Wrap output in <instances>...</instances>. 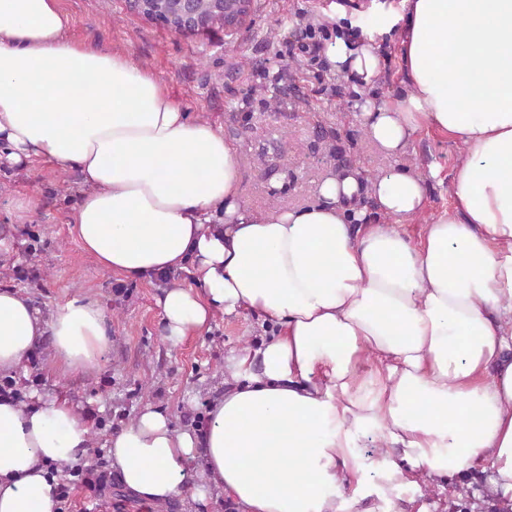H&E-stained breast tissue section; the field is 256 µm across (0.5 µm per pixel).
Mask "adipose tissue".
I'll use <instances>...</instances> for the list:
<instances>
[{
    "label": "adipose tissue",
    "instance_id": "adipose-tissue-1",
    "mask_svg": "<svg viewBox=\"0 0 512 512\" xmlns=\"http://www.w3.org/2000/svg\"><path fill=\"white\" fill-rule=\"evenodd\" d=\"M378 24L400 32L405 79L363 104L366 136L389 156L425 128L462 147L453 210L416 241L404 227L425 210L419 171L345 166L314 204L251 209L234 143L151 69L69 37L60 0H0V167L79 173L71 222L102 270L189 269L192 286L157 299L171 343L244 310L276 326L225 356L203 423L174 428L148 404L110 436L131 497L216 488L237 512H402L404 492L477 469L512 503V0H402ZM326 55L345 78L381 74L373 38ZM47 336L54 371L91 369L107 342L99 301L46 315L0 287V374ZM30 399L0 397V512H53L47 463L89 445L73 404Z\"/></svg>",
    "mask_w": 512,
    "mask_h": 512
}]
</instances>
